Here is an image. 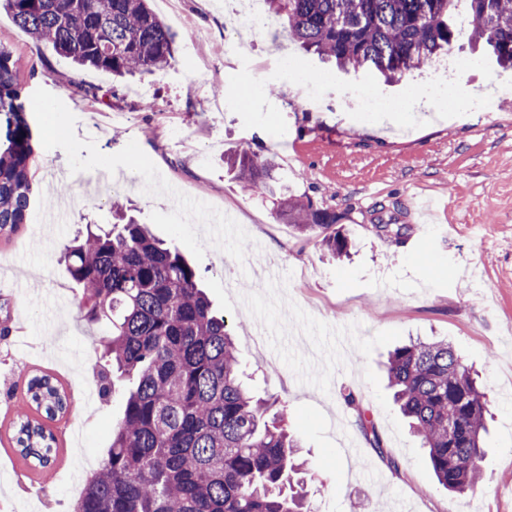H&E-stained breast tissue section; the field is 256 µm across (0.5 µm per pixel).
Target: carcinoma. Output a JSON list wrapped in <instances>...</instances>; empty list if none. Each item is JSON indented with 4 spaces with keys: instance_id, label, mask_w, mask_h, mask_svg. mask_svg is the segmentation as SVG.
I'll return each mask as SVG.
<instances>
[{
    "instance_id": "carcinoma-1",
    "label": "carcinoma",
    "mask_w": 512,
    "mask_h": 512,
    "mask_svg": "<svg viewBox=\"0 0 512 512\" xmlns=\"http://www.w3.org/2000/svg\"><path fill=\"white\" fill-rule=\"evenodd\" d=\"M467 4L471 36L512 69V0H265L287 20L288 36L344 70L371 67L389 79L452 53L458 3ZM149 0H0L32 38L81 66L123 77L175 62L176 34ZM35 134L11 51L0 47V236L25 223L33 198ZM252 195L271 189L274 160L249 148L225 157ZM279 217L314 234L335 259L351 242L332 230L338 216L290 198ZM66 247L70 280L83 291L82 316L104 322L102 396L114 379L131 382L102 469L87 480L73 512H310L298 442L283 427L285 410L239 380L240 354L224 316L199 288V273L143 224L93 231ZM386 372L394 401L426 448L438 482L452 493L473 490L485 455L487 402L470 368L446 342L396 347ZM29 408L48 420L71 411L50 374L27 382ZM360 429L381 448L374 424ZM21 458L39 473L57 460L54 433L30 413L13 421Z\"/></svg>"
}]
</instances>
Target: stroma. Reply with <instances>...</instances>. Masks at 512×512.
Listing matches in <instances>:
<instances>
[{
	"label": "stroma",
	"mask_w": 512,
	"mask_h": 512,
	"mask_svg": "<svg viewBox=\"0 0 512 512\" xmlns=\"http://www.w3.org/2000/svg\"><path fill=\"white\" fill-rule=\"evenodd\" d=\"M150 5L177 35L175 64L122 80L73 64L0 13V46L17 62L39 140L27 222L0 238V512H72L107 458L127 384L86 396L107 329L81 318L61 252L82 224L111 223L116 204L195 265L244 381L285 405L311 512H512V101L441 109L430 68L392 82L342 71L289 42L273 14L229 62L234 0ZM185 27L204 41L188 46ZM454 52L484 66L462 72L453 97L495 98L512 83L467 36ZM296 68L326 83L319 105L305 103ZM358 88L384 108L342 110L339 98ZM214 101L222 111H210ZM247 146L273 157L274 194L244 193L225 167ZM290 196L339 215L349 258L277 217ZM377 224L402 231L379 235ZM412 340L450 343L479 373L487 453L466 494L439 485L387 386L389 352ZM31 371L54 375L73 405L50 423L61 454L47 482L12 443ZM348 391L360 411L338 410ZM362 412L381 448L362 434Z\"/></svg>",
	"instance_id": "1"
}]
</instances>
